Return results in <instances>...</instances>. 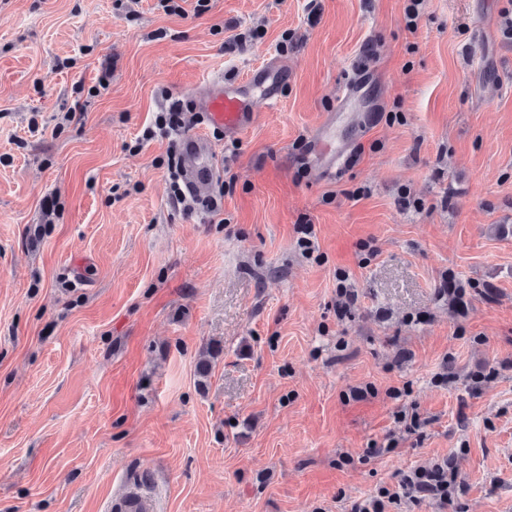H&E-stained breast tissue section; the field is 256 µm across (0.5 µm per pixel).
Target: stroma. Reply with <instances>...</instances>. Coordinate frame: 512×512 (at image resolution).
<instances>
[{
    "label": "stroma",
    "instance_id": "1",
    "mask_svg": "<svg viewBox=\"0 0 512 512\" xmlns=\"http://www.w3.org/2000/svg\"><path fill=\"white\" fill-rule=\"evenodd\" d=\"M178 3L0 0V512L140 482L156 512H349L449 455L460 512H512V0ZM273 57L219 212L173 208L138 140L161 90L191 132L206 78ZM360 70L330 180L309 140Z\"/></svg>",
    "mask_w": 512,
    "mask_h": 512
}]
</instances>
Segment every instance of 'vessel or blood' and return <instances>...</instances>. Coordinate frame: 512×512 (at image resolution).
I'll use <instances>...</instances> for the list:
<instances>
[{
    "instance_id": "obj_1",
    "label": "vessel or blood",
    "mask_w": 512,
    "mask_h": 512,
    "mask_svg": "<svg viewBox=\"0 0 512 512\" xmlns=\"http://www.w3.org/2000/svg\"><path fill=\"white\" fill-rule=\"evenodd\" d=\"M288 73L286 63L271 60L253 69L246 78L227 80L217 76L197 95L195 104L203 112L206 128L188 133L181 144L183 179L193 195H201L211 184L222 163L220 152L209 136L210 130L223 131L225 139H237L241 131L256 120L255 100L269 103L281 98V87ZM333 120H325L312 135L310 160L325 176L335 174L347 151L345 144L336 141ZM112 512H153L146 496L135 491L120 494L111 505Z\"/></svg>"
}]
</instances>
